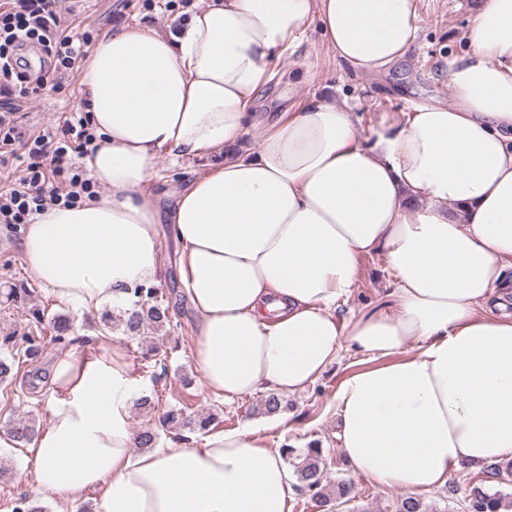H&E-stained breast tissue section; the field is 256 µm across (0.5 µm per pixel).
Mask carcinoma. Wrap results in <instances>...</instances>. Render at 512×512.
I'll return each mask as SVG.
<instances>
[{
    "instance_id": "1",
    "label": "carcinoma",
    "mask_w": 512,
    "mask_h": 512,
    "mask_svg": "<svg viewBox=\"0 0 512 512\" xmlns=\"http://www.w3.org/2000/svg\"><path fill=\"white\" fill-rule=\"evenodd\" d=\"M137 297L131 307L124 310L123 326L127 337L144 341V329L147 326L160 327L170 321L169 302L164 299L161 289L153 285H142L134 289ZM51 333V339L60 345L71 342L74 332V320L66 315L47 316L39 308L31 311L27 323V332L22 336L6 334L0 336V351L5 350L9 356L0 357V384L13 382L16 364L20 358L34 360L40 354L45 332ZM288 408L283 396L269 393L262 400L260 409L267 415H275ZM215 417L211 414H186L182 409H171L159 417L162 426L176 431L189 433H206ZM5 430L18 443L30 442L38 432L33 418L13 419L4 425ZM286 456L293 457L292 466L298 481V491L318 503L324 512L351 501L352 482L341 478L335 482L326 479L323 463V448L314 440L302 449L284 445ZM512 484V459L494 462L482 470V479L471 484L465 496L466 512H512V494L502 486ZM378 512H429L428 505L422 497L400 495L382 503Z\"/></svg>"
}]
</instances>
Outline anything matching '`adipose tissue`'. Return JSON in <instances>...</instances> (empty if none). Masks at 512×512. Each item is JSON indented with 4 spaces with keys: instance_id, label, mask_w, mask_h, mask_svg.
Instances as JSON below:
<instances>
[{
    "instance_id": "1",
    "label": "adipose tissue",
    "mask_w": 512,
    "mask_h": 512,
    "mask_svg": "<svg viewBox=\"0 0 512 512\" xmlns=\"http://www.w3.org/2000/svg\"><path fill=\"white\" fill-rule=\"evenodd\" d=\"M313 22L338 62L380 73L414 45L419 0H202L173 32L99 37L79 86L98 144L85 167L106 192L35 215L22 249L61 302L127 307L159 283L169 225L204 391L301 393L353 350L368 364L336 388L339 449L375 485L422 494L512 458V0L469 20L449 104L364 129L320 98L257 123L258 93ZM249 135L258 152L240 150ZM163 155L215 159L166 210L145 187ZM370 255L383 299L338 317ZM145 390L121 352L60 349L36 484L65 503L96 493L97 512H291L295 479L263 427L134 453Z\"/></svg>"
}]
</instances>
